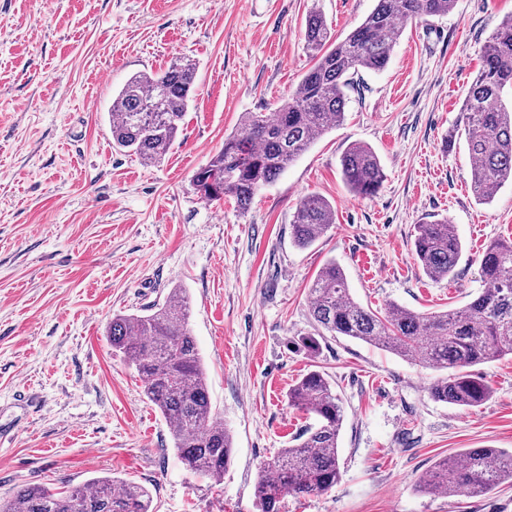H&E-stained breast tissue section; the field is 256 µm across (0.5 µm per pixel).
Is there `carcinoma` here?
<instances>
[{
	"label": "carcinoma",
	"instance_id": "carcinoma-1",
	"mask_svg": "<svg viewBox=\"0 0 512 512\" xmlns=\"http://www.w3.org/2000/svg\"><path fill=\"white\" fill-rule=\"evenodd\" d=\"M455 0H375L372 11L342 40L332 39L323 15L309 14L304 39L314 64L296 91L274 112H245L241 131L199 168L192 185L207 202L231 197L249 209L257 193L273 182L329 130L345 119L347 90L364 71L389 63L399 28L407 22L444 16ZM195 64L178 60L160 73H137L112 99L114 145L140 160L160 162L174 143L194 91ZM512 16L493 32L482 66L462 109V135L471 161L473 191L490 203L512 183ZM351 194L375 195L384 172L375 152L354 144L340 160ZM336 221L331 203L306 195L294 212L291 236L300 248L312 245ZM414 251L425 274L444 279L462 255L455 226L447 220L417 225ZM481 289L461 308L420 313L391 305L382 316L352 296L343 269L330 260L311 287L314 320L330 335L375 345L401 357H416L446 373L430 388L431 397L463 408L484 404L489 385L470 368L512 355V239L494 240L479 259ZM190 306L181 289L148 314L112 317L107 329L112 350L132 363L144 393L172 427L174 448L193 472L224 479L232 460L233 437L212 409L206 369L189 326ZM288 404L313 418L298 443L279 449L260 467L258 512H282L288 495L305 496L333 488L341 478L338 438L344 413L325 373L311 370L288 391ZM512 484V452L469 448L438 462L419 481L421 491L485 495ZM148 489L118 477H95L52 488L23 485L0 498V512H152Z\"/></svg>",
	"mask_w": 512,
	"mask_h": 512
}]
</instances>
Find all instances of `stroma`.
Wrapping results in <instances>:
<instances>
[{
  "instance_id": "1",
  "label": "stroma",
  "mask_w": 512,
  "mask_h": 512,
  "mask_svg": "<svg viewBox=\"0 0 512 512\" xmlns=\"http://www.w3.org/2000/svg\"><path fill=\"white\" fill-rule=\"evenodd\" d=\"M375 0H0V496L22 484L78 485L114 476L148 487L153 512H255L261 464L294 444L306 416L291 386L323 371L344 407L342 476L286 497L285 512H512V485L478 497L416 491L438 461L468 448L512 449V357L475 366L493 396L472 409L429 393L440 377L415 358L317 327L309 286L328 261L353 297L385 313L464 306L478 259L512 239V185L476 201L470 160L448 132L460 117L495 27L512 0H456L406 24L387 67L347 94L345 119L248 211L207 202L193 174L240 130L272 112L313 60L303 30L321 12L345 37ZM197 67L193 101L157 164L112 142L108 108L138 72L176 58ZM368 145L386 178L355 198L340 173ZM331 202L336 222L295 246L299 200ZM454 224L464 252L451 277L427 276L416 227ZM184 289L214 411L234 458L216 482L187 470L135 367L113 353V316ZM312 336L316 352L300 343Z\"/></svg>"
}]
</instances>
